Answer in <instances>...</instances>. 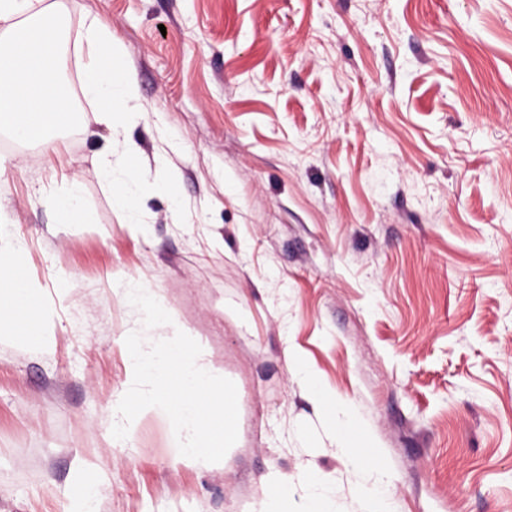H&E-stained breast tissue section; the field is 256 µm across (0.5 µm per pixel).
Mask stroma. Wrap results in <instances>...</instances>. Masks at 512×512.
Here are the masks:
<instances>
[{"mask_svg": "<svg viewBox=\"0 0 512 512\" xmlns=\"http://www.w3.org/2000/svg\"><path fill=\"white\" fill-rule=\"evenodd\" d=\"M66 86L111 32L137 115L82 96L49 143L0 133V242L40 340L0 335V512H373L303 371L347 403L396 512H512V0H59ZM137 147L141 225L99 162ZM77 176L91 219L52 199ZM155 290L169 319L129 306ZM187 330L238 439L184 463L166 416L108 432L126 336ZM126 300L134 306L150 307L155 310L160 319L164 312L159 304L158 296L150 289L145 288L140 282L128 281L122 288Z\"/></svg>", "mask_w": 512, "mask_h": 512, "instance_id": "35a3bbf8", "label": "stroma"}]
</instances>
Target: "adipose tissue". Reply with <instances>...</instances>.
Returning <instances> with one entry per match:
<instances>
[{"mask_svg": "<svg viewBox=\"0 0 512 512\" xmlns=\"http://www.w3.org/2000/svg\"><path fill=\"white\" fill-rule=\"evenodd\" d=\"M0 21L6 25L0 31V131L26 142L43 140L70 110L69 98L60 90L62 17L47 0H0ZM86 50L91 66L83 92L97 104L95 122L115 127L131 115L136 81L119 68V50L111 37L90 36ZM134 153L126 148L120 166L108 157L102 166L112 178L115 204L135 215L139 169ZM31 297L30 281L0 261V319H9L13 331L23 330Z\"/></svg>", "mask_w": 512, "mask_h": 512, "instance_id": "ef3b65f1", "label": "adipose tissue"}]
</instances>
